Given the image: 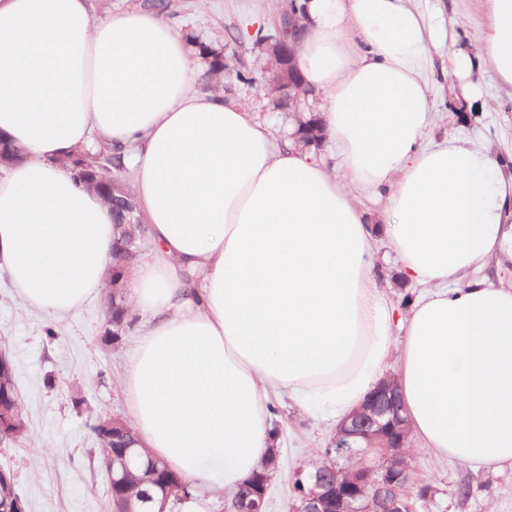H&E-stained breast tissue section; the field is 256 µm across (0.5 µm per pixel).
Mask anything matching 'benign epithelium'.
I'll return each mask as SVG.
<instances>
[{"instance_id":"benign-epithelium-1","label":"benign epithelium","mask_w":512,"mask_h":512,"mask_svg":"<svg viewBox=\"0 0 512 512\" xmlns=\"http://www.w3.org/2000/svg\"><path fill=\"white\" fill-rule=\"evenodd\" d=\"M275 27L277 35L266 41L270 55L266 68L270 73L269 84L271 90L278 93L276 100L283 105V110L297 112L309 95V89L302 83L293 40L282 35L281 22H276ZM85 175L88 183L112 205L116 223L132 228L129 234L112 245V256L116 258L111 265L112 274L119 275L123 272L122 258L138 254L135 247L141 236L133 228L142 227V222L137 215V206L131 197L115 195V185L98 179L92 170H86ZM403 412L404 405L395 377L387 376L361 409L343 420L332 437L327 453L333 457L334 479L318 478L300 504L292 507V512H415V507L397 493V487L408 479L409 466L397 454L371 458L378 446H404L409 429ZM97 433L112 489L119 491L113 500V512H156L155 499H160L164 507L172 499H182V485L166 479L159 480L155 496L122 492L124 476L129 473L130 465L136 462L134 442L124 430L115 427L112 419L100 421ZM353 460L362 465L364 475L350 486L340 476ZM376 473L379 474L377 479L373 478ZM268 491L269 486L265 485L249 496L235 494L233 512H265Z\"/></svg>"}]
</instances>
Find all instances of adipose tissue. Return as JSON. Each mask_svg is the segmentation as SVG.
<instances>
[{
	"mask_svg": "<svg viewBox=\"0 0 512 512\" xmlns=\"http://www.w3.org/2000/svg\"><path fill=\"white\" fill-rule=\"evenodd\" d=\"M479 56L512 88V0H484ZM300 69L323 151L223 92L182 28L132 6L0 0V270L59 316L105 292L112 208L65 162L106 145L131 172L154 249L124 278L140 317L123 379L140 444L215 496L277 447L268 405L340 422L390 356L415 449L512 470V289L468 279L512 255V172L436 138L448 31L422 0H302ZM389 257L420 293L379 285Z\"/></svg>",
	"mask_w": 512,
	"mask_h": 512,
	"instance_id": "ef3b65f1",
	"label": "adipose tissue"
}]
</instances>
